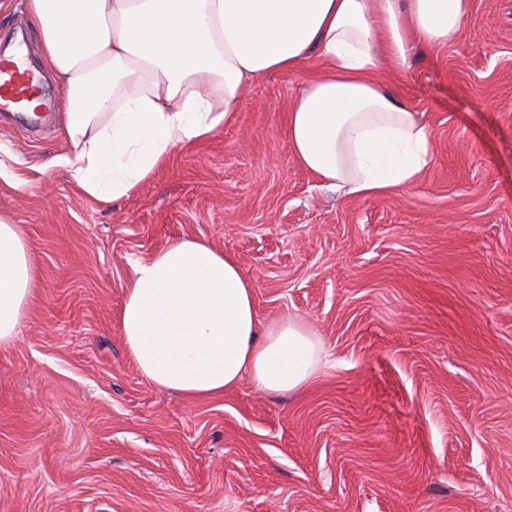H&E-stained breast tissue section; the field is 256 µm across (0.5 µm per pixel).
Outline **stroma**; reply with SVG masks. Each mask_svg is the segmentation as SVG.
Segmentation results:
<instances>
[{
    "label": "stroma",
    "mask_w": 512,
    "mask_h": 512,
    "mask_svg": "<svg viewBox=\"0 0 512 512\" xmlns=\"http://www.w3.org/2000/svg\"><path fill=\"white\" fill-rule=\"evenodd\" d=\"M26 17L0 10V54L20 34L38 64ZM321 66L254 84L109 202L51 163L56 82L38 126L0 112V214L40 279L0 350V512H512V0H471L454 44L386 74L435 141L409 190L348 198L296 163L288 106ZM179 237L236 258L260 319L318 333L305 388L191 402L139 374L126 282Z\"/></svg>",
    "instance_id": "35a3bbf8"
}]
</instances>
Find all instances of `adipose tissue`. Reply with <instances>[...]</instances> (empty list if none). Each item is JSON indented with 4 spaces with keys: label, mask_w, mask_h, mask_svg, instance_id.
<instances>
[{
    "label": "adipose tissue",
    "mask_w": 512,
    "mask_h": 512,
    "mask_svg": "<svg viewBox=\"0 0 512 512\" xmlns=\"http://www.w3.org/2000/svg\"><path fill=\"white\" fill-rule=\"evenodd\" d=\"M471 0H26L41 54L64 91L72 145L58 157L88 196L116 200L176 148L235 123L246 89L299 69L320 72L292 98L297 164L351 198L409 189L430 166L428 124L381 79L413 51L455 43ZM21 225L0 215V349L13 346L38 292ZM256 282L202 239L175 238L133 264L118 317L140 374L191 400L243 374L294 392L324 347L295 318L260 321Z\"/></svg>",
    "instance_id": "1"
}]
</instances>
